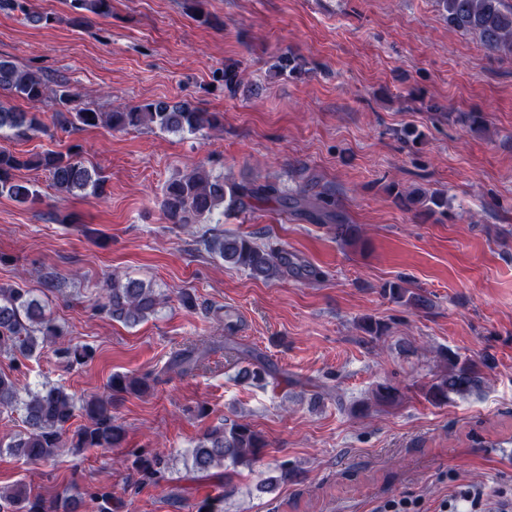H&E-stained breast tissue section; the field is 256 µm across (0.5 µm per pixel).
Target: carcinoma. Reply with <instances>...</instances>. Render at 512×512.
<instances>
[{
    "label": "carcinoma",
    "instance_id": "1",
    "mask_svg": "<svg viewBox=\"0 0 512 512\" xmlns=\"http://www.w3.org/2000/svg\"><path fill=\"white\" fill-rule=\"evenodd\" d=\"M448 26L456 31L474 33L484 45L497 53L512 55V0H437ZM7 7L20 12L24 20L39 25L49 24L52 17L33 9L29 0H0V9ZM70 7L83 17L89 12L99 16L112 15V0H70ZM275 74L303 79L309 74L305 59L291 53L277 56ZM244 70L237 62L227 64L214 80L231 94L242 85ZM49 80L20 69L9 60L0 59V97L8 95L31 107L51 102L55 106L53 119L56 127L67 132L73 128L97 127L101 124L113 129H158L162 132L196 134L219 122L214 112H202L188 103L169 104L146 101L129 109L98 112L78 104L77 95L65 80L55 82L53 96H48ZM44 129L39 113L5 106L0 100V134L15 139H26L34 131ZM32 166L49 172L57 191L73 195L85 191L99 195L104 191L105 177L89 170L80 160V145L70 147L63 154L52 150L24 157L0 149V195L17 201H28L36 190L15 178V172ZM397 199L405 209L416 215L448 213V197L419 191L400 193ZM273 201L286 210L307 217L317 224H332L336 235L351 247L364 246L359 229L348 224L336 212V202L330 193L311 194L304 187L286 191L270 182H230L222 175H214L205 165L198 164L190 172L173 179L161 200L165 220L179 228L192 229L205 224L220 212L245 213L260 203ZM196 251L205 252L224 263L246 270L257 279L279 280L288 276L298 279L318 277V271L287 249L257 243L248 235L226 236L212 227L196 231ZM383 293L396 302L414 309L430 305L423 294L407 287L404 282H391ZM164 295L151 283L123 277L117 273L97 301L99 310L110 319L127 326H136L158 314ZM62 336L54 319L28 288L0 286V355L19 354L31 357L45 344ZM67 363L83 364L93 357L87 345L67 344L57 348ZM203 352L193 348L183 352L175 365L181 371H193L201 365ZM447 365L445 374L436 378L427 388L426 399L434 405L448 402L450 396L464 397L480 390L482 373L478 363L455 352L443 354ZM243 381L260 384L265 381L264 365L250 364L238 371ZM150 388L149 376L130 377L114 374L106 396L90 395L81 399L62 385L46 384L38 391L23 389L17 381L0 373V411H22L25 430L15 435L6 445L14 456L28 462H49L64 448L81 452L87 448H112L119 445L124 431L116 423L113 410L126 395H138ZM374 404L393 406L401 394L392 385L379 383L372 392ZM86 423L72 436L64 429L76 414ZM267 447L265 438L248 422H231L214 426L202 434L191 451V471L200 477L224 478V488L232 483L234 468L249 467L260 459ZM168 468V460L160 454H136L134 469L138 482H158ZM88 491L77 486L64 490L65 512H77L78 504ZM59 499H46L22 481L0 489V512H58Z\"/></svg>",
    "mask_w": 512,
    "mask_h": 512
}]
</instances>
